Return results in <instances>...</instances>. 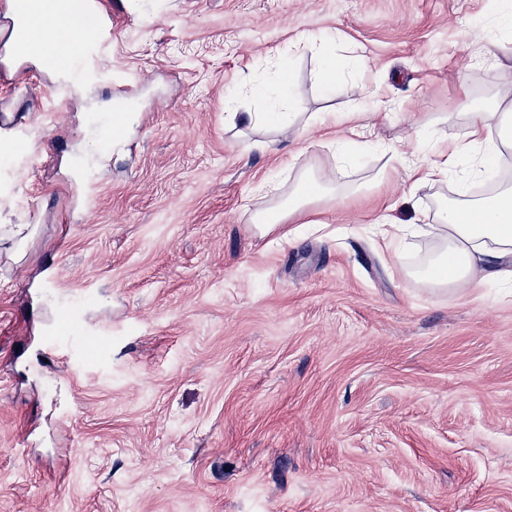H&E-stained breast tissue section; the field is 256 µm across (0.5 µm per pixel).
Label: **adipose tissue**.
<instances>
[{
  "label": "adipose tissue",
  "mask_w": 512,
  "mask_h": 512,
  "mask_svg": "<svg viewBox=\"0 0 512 512\" xmlns=\"http://www.w3.org/2000/svg\"><path fill=\"white\" fill-rule=\"evenodd\" d=\"M468 127L465 150L498 159L512 151V103L471 106L462 100ZM438 242L421 272L435 288L512 284V187L488 198L442 203Z\"/></svg>",
  "instance_id": "adipose-tissue-1"
}]
</instances>
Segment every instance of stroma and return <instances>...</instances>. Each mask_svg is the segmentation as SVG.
<instances>
[{
    "label": "stroma",
    "instance_id": "stroma-1",
    "mask_svg": "<svg viewBox=\"0 0 512 512\" xmlns=\"http://www.w3.org/2000/svg\"><path fill=\"white\" fill-rule=\"evenodd\" d=\"M124 5L92 82L0 44V512H512V288L415 276L474 163L417 175L512 100L495 0ZM283 91L296 133L248 130ZM307 172L345 202L269 242ZM307 184H312L315 186L313 190H306L305 186ZM317 189V185L314 183L313 179L309 177H305L301 179V183L298 187L292 191L288 197V208L282 204H278L274 208H269L267 206L261 207L257 209L254 213V223L256 224L257 229L263 236H274L275 238L272 242H277L280 237L278 236V231L280 230L282 224L285 219L290 218L294 214L302 213L305 210V207L309 205L311 202V194ZM273 210L278 211V219L275 218L274 222L268 221L266 216L267 213L273 212Z\"/></svg>",
    "mask_w": 512,
    "mask_h": 512
}]
</instances>
